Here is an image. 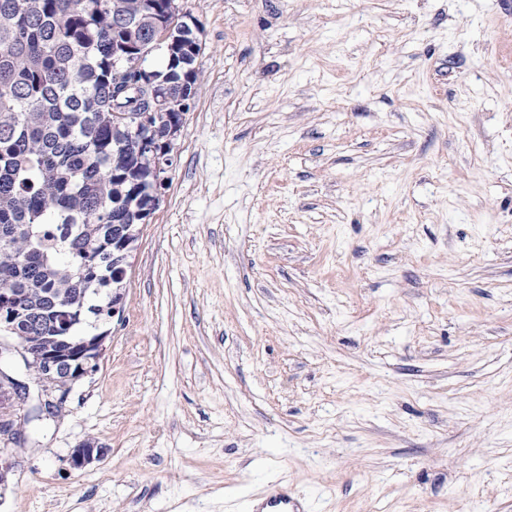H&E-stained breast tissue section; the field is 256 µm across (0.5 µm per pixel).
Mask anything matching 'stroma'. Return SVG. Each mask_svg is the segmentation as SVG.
<instances>
[{
  "instance_id": "1",
  "label": "stroma",
  "mask_w": 512,
  "mask_h": 512,
  "mask_svg": "<svg viewBox=\"0 0 512 512\" xmlns=\"http://www.w3.org/2000/svg\"><path fill=\"white\" fill-rule=\"evenodd\" d=\"M181 4L123 316L0 512H512V0ZM103 455V446L99 445L95 440L87 439L72 451L68 463L70 467L79 469L95 460H99ZM294 499L282 489H273L261 504L257 512H297Z\"/></svg>"
}]
</instances>
